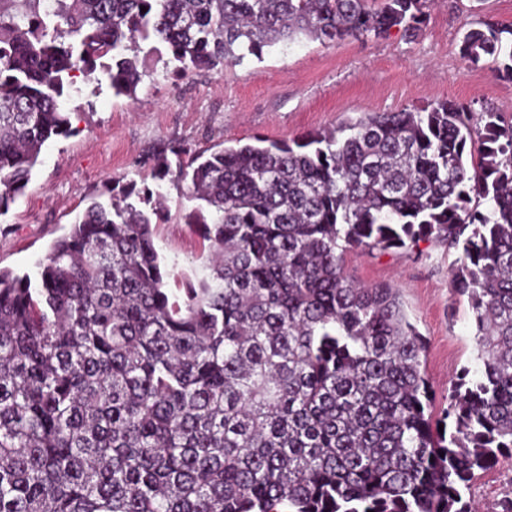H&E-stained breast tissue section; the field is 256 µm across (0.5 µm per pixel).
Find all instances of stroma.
Instances as JSON below:
<instances>
[{
	"mask_svg": "<svg viewBox=\"0 0 512 512\" xmlns=\"http://www.w3.org/2000/svg\"><path fill=\"white\" fill-rule=\"evenodd\" d=\"M480 20L512 27V0H438L413 38L395 29L382 39L303 41L214 70L183 72L168 54H154L133 99L113 94L104 69L76 74L66 98L72 133L46 142L23 193L0 216V270L35 273L49 245L92 200L108 201L112 184L133 180L165 196L158 251L173 274L189 271L201 252L186 220L193 203L185 184L152 175L154 157L174 147L198 153L256 138L291 142L368 113L444 100L512 119V81L495 77L491 62L472 67L461 57L465 31ZM458 259L432 240L385 251L355 248L343 256L351 280L397 290L425 339L423 371L438 412L448 406L455 375L475 365L472 311L451 286ZM508 494L512 458L480 473L469 491L479 512H495Z\"/></svg>",
	"mask_w": 512,
	"mask_h": 512,
	"instance_id": "stroma-1",
	"label": "stroma"
}]
</instances>
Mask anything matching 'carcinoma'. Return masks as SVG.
Returning a JSON list of instances; mask_svg holds the SVG:
<instances>
[{"label": "carcinoma", "instance_id": "1", "mask_svg": "<svg viewBox=\"0 0 512 512\" xmlns=\"http://www.w3.org/2000/svg\"><path fill=\"white\" fill-rule=\"evenodd\" d=\"M146 11H141V8ZM428 0H0V215L72 132L73 73L136 97L138 41L178 69L303 39L413 37ZM462 58L512 80V28ZM200 269L169 287L153 193L92 202L39 260L0 270V512H473L512 457V123L452 101L179 165ZM137 202H131V198ZM460 252L477 367L434 419L426 343L355 247Z\"/></svg>", "mask_w": 512, "mask_h": 512}]
</instances>
